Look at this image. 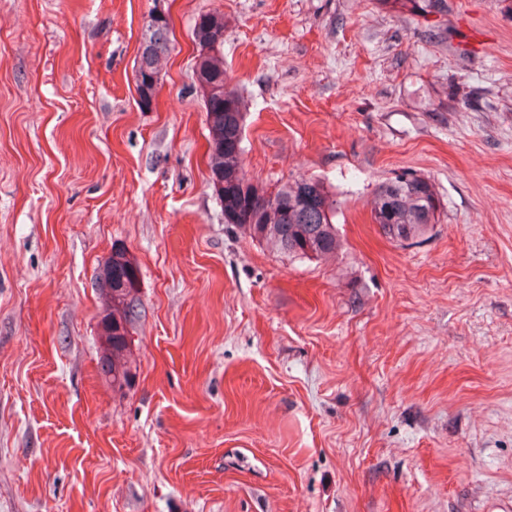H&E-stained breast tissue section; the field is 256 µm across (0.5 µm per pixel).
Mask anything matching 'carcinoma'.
<instances>
[{
  "instance_id": "1",
  "label": "carcinoma",
  "mask_w": 512,
  "mask_h": 512,
  "mask_svg": "<svg viewBox=\"0 0 512 512\" xmlns=\"http://www.w3.org/2000/svg\"><path fill=\"white\" fill-rule=\"evenodd\" d=\"M219 12L201 15L194 39L212 42L224 36ZM169 24L143 27L136 68L146 78L160 76L168 58ZM201 81L216 89L204 98L210 138L208 167L211 184L224 212V223L235 232L294 258L335 254L341 244L333 223L336 201L319 179L286 181L267 192L247 177L243 163L245 104L237 87H228L224 42L202 69ZM439 200L430 179L411 173L378 186L373 219L396 242L423 237L438 222ZM96 283L101 299L100 350L112 388L130 384L129 341L139 305L138 269L120 249L100 270Z\"/></svg>"
}]
</instances>
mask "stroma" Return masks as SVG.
I'll return each mask as SVG.
<instances>
[{"instance_id":"obj_1","label":"stroma","mask_w":512,"mask_h":512,"mask_svg":"<svg viewBox=\"0 0 512 512\" xmlns=\"http://www.w3.org/2000/svg\"><path fill=\"white\" fill-rule=\"evenodd\" d=\"M447 3L0 0V512H512V0ZM215 11L247 175L323 181L336 256L224 222L193 74ZM405 171L440 200L411 243L372 213ZM116 248L141 300L120 391ZM168 33L169 23L145 24L143 27L136 68L145 80L152 76H157L158 80L161 79L159 64L161 59L166 61L168 58ZM96 283L101 299L102 360L112 388L122 389L130 384L129 341L139 305L137 266L123 250H114Z\"/></svg>"}]
</instances>
